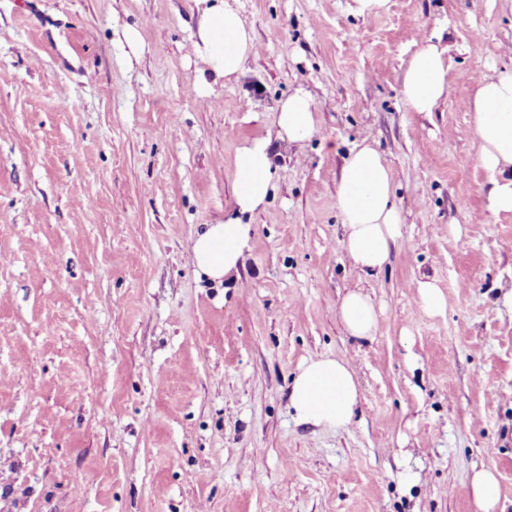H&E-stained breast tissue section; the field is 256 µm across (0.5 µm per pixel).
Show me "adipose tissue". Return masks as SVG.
<instances>
[{"label": "adipose tissue", "mask_w": 512, "mask_h": 512, "mask_svg": "<svg viewBox=\"0 0 512 512\" xmlns=\"http://www.w3.org/2000/svg\"><path fill=\"white\" fill-rule=\"evenodd\" d=\"M197 28L191 36L192 51L206 66L208 80L194 91L206 96L209 79H239L246 59L253 53V32L228 0H201ZM448 50L425 42L410 57L401 83L403 99L417 112H429L448 97ZM277 136L301 143L315 136L319 127L314 101L298 89L277 106ZM471 111L479 141L477 162L494 175L490 208L512 213V71L478 79L472 89ZM270 140L246 141L237 148L234 175L237 183L235 214L223 222L206 225L191 251L196 272L214 283L236 273L250 239L244 215L263 209L272 184ZM392 178L384 156L371 145L357 149L340 175L336 207L343 219L342 247L363 274L380 271L401 235L400 215L392 199ZM338 316L348 336L372 339L378 313L369 295L346 293ZM290 404L297 420L328 428H346L362 400L356 372L342 358L322 356L300 365L290 388Z\"/></svg>", "instance_id": "ef3b65f1"}]
</instances>
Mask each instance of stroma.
I'll use <instances>...</instances> for the list:
<instances>
[{"instance_id": "stroma-1", "label": "stroma", "mask_w": 512, "mask_h": 512, "mask_svg": "<svg viewBox=\"0 0 512 512\" xmlns=\"http://www.w3.org/2000/svg\"><path fill=\"white\" fill-rule=\"evenodd\" d=\"M231 2L257 51L201 99L194 0H0V512H476L482 467L512 512V213L490 209L469 109L512 69V0ZM438 33L452 93L416 112L404 68ZM298 88L319 133L291 145L276 109ZM259 136L271 196L215 284L193 242L234 213L235 153ZM363 144L403 224L371 276L336 207ZM355 289L379 309L367 341L337 316ZM323 355L361 383L345 429L289 405ZM417 292L421 310L429 316L443 312L445 299L440 287L432 280L417 281Z\"/></svg>"}]
</instances>
